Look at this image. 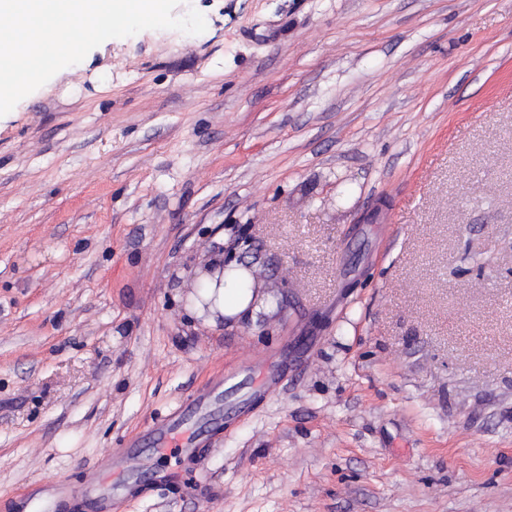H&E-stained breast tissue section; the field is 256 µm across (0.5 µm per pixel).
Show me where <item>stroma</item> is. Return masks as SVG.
Segmentation results:
<instances>
[{
    "instance_id": "stroma-1",
    "label": "stroma",
    "mask_w": 512,
    "mask_h": 512,
    "mask_svg": "<svg viewBox=\"0 0 512 512\" xmlns=\"http://www.w3.org/2000/svg\"><path fill=\"white\" fill-rule=\"evenodd\" d=\"M192 8L0 116V512L122 442L116 512H512V0ZM219 272H222L219 262H213V265L207 267L200 275V279L204 282V288L201 296L204 302L209 306V311L212 318L216 316H229V317H245L247 315L254 316L256 311L260 309L270 310V306L266 303L268 295L263 292H255L251 288H229L231 285H236L249 281V272L247 269L237 267L228 270L235 277L227 281L224 286V275L222 277V285L220 288H215L216 277ZM216 278V279H213ZM255 297L258 299V304L252 306ZM152 435L158 448H174L180 454L192 456L196 453V437L186 435L177 419H168L153 426Z\"/></svg>"
}]
</instances>
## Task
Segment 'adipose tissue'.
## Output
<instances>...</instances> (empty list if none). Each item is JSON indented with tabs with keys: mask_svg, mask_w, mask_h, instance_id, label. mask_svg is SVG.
<instances>
[{
	"mask_svg": "<svg viewBox=\"0 0 512 512\" xmlns=\"http://www.w3.org/2000/svg\"><path fill=\"white\" fill-rule=\"evenodd\" d=\"M221 270L220 264L207 267L200 275L204 283L201 296L208 305L212 316L244 317L256 313L255 305L266 302L265 293H253L247 288L249 272L242 267L234 268V287L216 286L215 279Z\"/></svg>",
	"mask_w": 512,
	"mask_h": 512,
	"instance_id": "obj_1",
	"label": "adipose tissue"
}]
</instances>
